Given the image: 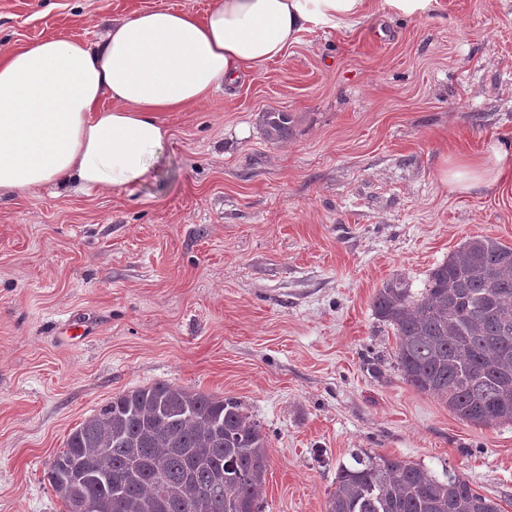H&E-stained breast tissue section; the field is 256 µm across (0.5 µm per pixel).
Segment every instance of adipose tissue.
Returning a JSON list of instances; mask_svg holds the SVG:
<instances>
[{
    "label": "adipose tissue",
    "mask_w": 512,
    "mask_h": 512,
    "mask_svg": "<svg viewBox=\"0 0 512 512\" xmlns=\"http://www.w3.org/2000/svg\"><path fill=\"white\" fill-rule=\"evenodd\" d=\"M373 15L371 0H218L202 18L172 8L116 18L92 41L0 45V189L140 184L168 135L161 113L206 100L302 32L350 29ZM511 174L512 153L491 143L449 155L439 181L491 191Z\"/></svg>",
    "instance_id": "1"
}]
</instances>
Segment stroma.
I'll return each instance as SVG.
<instances>
[{
	"label": "stroma",
	"instance_id": "1",
	"mask_svg": "<svg viewBox=\"0 0 512 512\" xmlns=\"http://www.w3.org/2000/svg\"><path fill=\"white\" fill-rule=\"evenodd\" d=\"M215 0H0V44L92 39ZM266 111L294 130L268 140ZM123 189L0 191V512H64L46 478L110 398L157 382L232 397L261 427L262 512H327L358 448L461 474L512 512V423L476 426L398 369L382 284L423 291L467 239L512 246V179L453 193L444 158L512 150V0H440L302 32L181 112ZM386 12L409 18H425L440 7L439 0H382Z\"/></svg>",
	"mask_w": 512,
	"mask_h": 512
}]
</instances>
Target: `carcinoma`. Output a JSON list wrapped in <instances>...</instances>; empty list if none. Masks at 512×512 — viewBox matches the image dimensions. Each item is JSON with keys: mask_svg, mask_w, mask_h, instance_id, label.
<instances>
[{"mask_svg": "<svg viewBox=\"0 0 512 512\" xmlns=\"http://www.w3.org/2000/svg\"><path fill=\"white\" fill-rule=\"evenodd\" d=\"M286 112L262 115L265 135L290 134ZM393 326L403 379L448 404L461 420L512 423V247L465 241L434 267L415 296L400 279L375 295ZM47 476L60 499L90 497L94 512H261L269 467L261 427L235 398L165 382L116 395L69 435ZM93 471L94 484L78 478ZM327 512H501L469 480L439 478L419 463L351 453L339 466Z\"/></svg>", "mask_w": 512, "mask_h": 512, "instance_id": "1", "label": "carcinoma"}]
</instances>
